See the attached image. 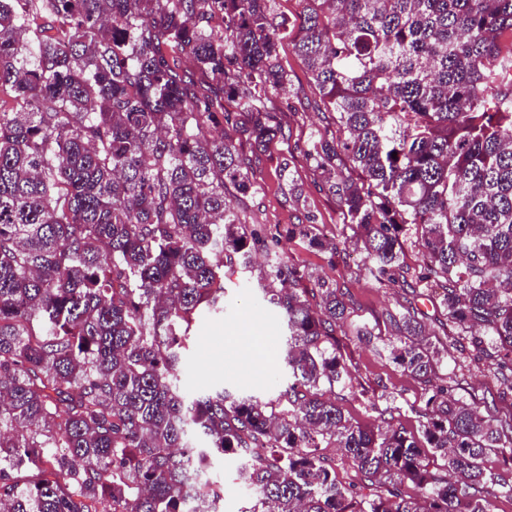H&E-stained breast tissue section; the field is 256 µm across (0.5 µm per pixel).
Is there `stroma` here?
Listing matches in <instances>:
<instances>
[{
	"label": "stroma",
	"instance_id": "stroma-1",
	"mask_svg": "<svg viewBox=\"0 0 512 512\" xmlns=\"http://www.w3.org/2000/svg\"><path fill=\"white\" fill-rule=\"evenodd\" d=\"M281 61L291 85L267 98L281 133L271 149L256 160L260 191L234 192L232 201L249 223L278 232L276 250L289 263L326 279L343 294L350 315L341 344L356 384L335 387L332 400L345 417L361 426L375 428L389 420L410 432L419 431L428 399L435 387L442 385L452 386L454 397L466 404L491 409L498 416L511 415L512 400L499 399L491 361L470 370L459 369L460 358L470 350L467 339L444 338L443 360L429 386L406 375L391 359L384 347L385 340L394 334L390 314L410 305L418 309L429 328L439 329L443 320L440 293L433 290L419 297L406 287L375 285L354 226L344 222L335 197L324 186L321 171L303 154L308 132L333 126L334 116L315 108V91L290 42L282 44ZM285 160L303 190V203L289 200L285 192L280 171ZM310 216L321 235L318 246L292 232L294 225L305 223ZM270 260V255L261 254L249 267L226 274L223 314L200 318L193 333L194 345L184 355L179 380L186 393L220 388L228 365L243 393L268 400L287 387L288 367L282 356L288 337L286 319L279 308L263 301L261 293ZM362 323L377 332L373 343L361 342L355 336L354 326ZM235 471L236 464L228 457L215 462L210 476L224 485V512H247L250 493L237 480Z\"/></svg>",
	"mask_w": 512,
	"mask_h": 512
}]
</instances>
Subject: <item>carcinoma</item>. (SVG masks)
<instances>
[{
  "label": "carcinoma",
  "mask_w": 512,
  "mask_h": 512,
  "mask_svg": "<svg viewBox=\"0 0 512 512\" xmlns=\"http://www.w3.org/2000/svg\"><path fill=\"white\" fill-rule=\"evenodd\" d=\"M298 2L288 31L277 0H0V512H219L224 486L202 474L226 454L250 512H487L492 486L512 498L482 465L491 451L512 463V416L440 386L417 436L365 429L324 398L349 380L346 304L282 259L267 294L292 383L268 401L225 386L190 400L178 384L199 317L224 309V264L275 240L228 189L254 188L237 136L263 154L281 134L261 98L288 85L289 32L335 114L304 156L374 281L440 285L469 363L496 361L512 396V0ZM391 321L392 360L430 383L440 339L414 309ZM326 448L357 482L336 479Z\"/></svg>",
  "instance_id": "carcinoma-1"
}]
</instances>
